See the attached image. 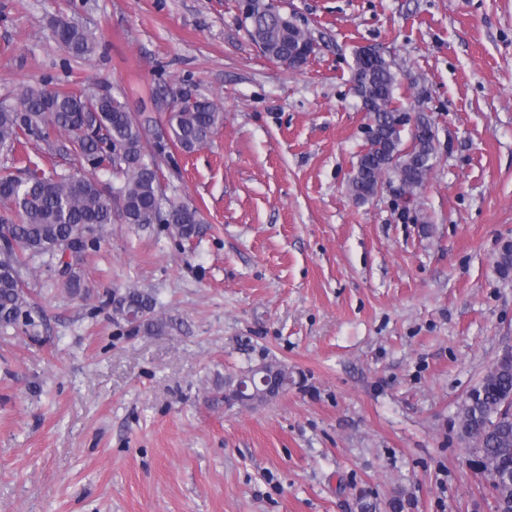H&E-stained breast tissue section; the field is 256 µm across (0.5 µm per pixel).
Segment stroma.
<instances>
[{
  "label": "stroma",
  "instance_id": "stroma-1",
  "mask_svg": "<svg viewBox=\"0 0 512 512\" xmlns=\"http://www.w3.org/2000/svg\"><path fill=\"white\" fill-rule=\"evenodd\" d=\"M315 56L265 57L237 0H0V101L49 80L107 87L163 119L174 90L220 100L207 145L174 151L166 199L189 240L116 223L89 248L91 290L27 275L37 336L0 338V512H495L459 407L512 348V0H280ZM92 37L71 57L51 22ZM376 48L438 152L403 206L350 193L369 116L351 90ZM150 293L165 327L132 334L113 294ZM274 359L299 385L264 406L213 401Z\"/></svg>",
  "mask_w": 512,
  "mask_h": 512
}]
</instances>
